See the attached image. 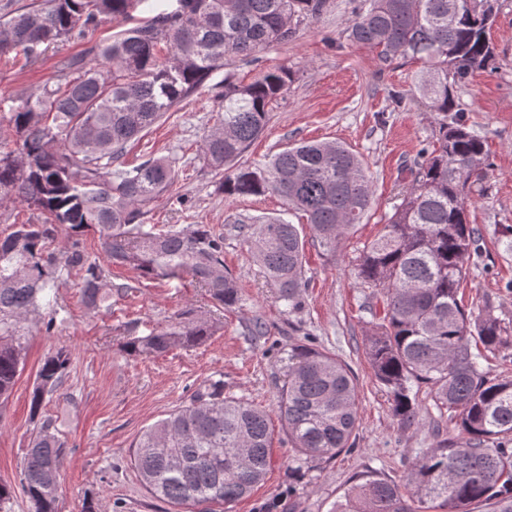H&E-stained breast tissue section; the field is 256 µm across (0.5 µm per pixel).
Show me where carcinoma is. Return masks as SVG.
<instances>
[{
    "mask_svg": "<svg viewBox=\"0 0 512 512\" xmlns=\"http://www.w3.org/2000/svg\"><path fill=\"white\" fill-rule=\"evenodd\" d=\"M327 0H163L156 14L91 47L79 75L8 110L19 142L0 150V201L39 212L38 224H11L0 236V400L7 399L24 364L26 324L42 308L58 257L50 240L59 226L99 233L104 261L74 244L63 267L82 273L84 302L112 305V268L143 279H183L205 289L226 309L240 301L224 266V237L203 224L163 233L138 223L142 209L174 180L172 162L158 158L132 173L115 164L126 144L194 93L230 57L248 58L296 38L300 24L318 18ZM136 0H43L0 23V54L21 48L29 58L106 18H127ZM499 0H373L347 28L348 39L387 64L421 63L420 91L434 112H456L439 124L437 146L423 151L403 203L359 258L361 282L385 297L384 315L368 338L375 378L391 397L400 428L416 423L413 388L429 389L437 410L456 418L458 435L440 439L413 462L404 485L368 477L336 512H512V379L490 376L475 343L489 352L508 344L506 327L458 300L468 262L479 250L469 222L472 188L488 166L484 141L454 108V90L495 60L487 37ZM293 82L290 69L268 71L249 83L224 78V120L204 137L207 165L226 197L283 198L286 214L305 218L311 240L327 253L369 212L374 185L364 161L337 141H302L262 165L239 159L264 132L273 105ZM248 232L251 253L279 288L287 307L300 306L305 239L283 216L235 221ZM213 324L186 317L125 345L152 356L204 343ZM70 354L47 356L32 391L33 428L22 486L34 512H59L58 482L65 443L60 420L40 415L68 377ZM287 380L279 413L302 465L332 458L356 444L355 377L330 352L295 342L288 347ZM154 497L175 505H229L250 495L269 466L265 410L224 396V382L206 380L189 403L149 427L130 451Z\"/></svg>",
    "mask_w": 512,
    "mask_h": 512,
    "instance_id": "cac0c4a2",
    "label": "carcinoma"
}]
</instances>
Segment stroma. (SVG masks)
<instances>
[{"instance_id":"1","label":"stroma","mask_w":512,"mask_h":512,"mask_svg":"<svg viewBox=\"0 0 512 512\" xmlns=\"http://www.w3.org/2000/svg\"><path fill=\"white\" fill-rule=\"evenodd\" d=\"M369 3L329 0L323 14L303 24L294 41L246 59H230L127 144L125 168L164 157L176 171L169 191L145 208L142 223L162 229L203 224L223 235L224 264L237 279L241 301L225 310L190 281L143 280L119 268L117 278L134 284V291L113 294L111 308H91L82 299L80 274L60 271L47 291L56 304L30 322L25 365L8 400L0 404V483L12 488L6 512H32L21 483L32 429L30 395L45 356L60 348L71 355L69 375L60 395L43 407L44 415L64 419L60 512H81L89 494L95 497L97 512H184L146 491L129 451L148 427L188 403L210 378L223 380L225 395L252 402L271 418L265 480L228 512H335L337 502L363 476L373 472L402 482L419 451L456 435L454 418L439 415L423 394L417 398V425L400 429L389 394L366 355L382 302L357 277L359 255L402 203L415 160L421 149L432 146L445 119L429 110L417 90L419 62L401 60L385 68L375 54L348 40L346 28L355 10ZM125 27L119 19L102 22L33 61L19 53L0 55V107L57 85L64 60L84 55ZM490 39L494 66L471 73L457 92L470 129L484 139L489 154L487 175L470 207L471 221L480 230L481 254L473 258L460 296L467 307L488 308L512 334V244L502 235L505 226H512V0H503ZM281 66L293 70L295 80L242 163H265L291 143L334 140L363 159L374 182L367 219L335 253L307 245L308 286L294 311L279 301L275 284L253 258L244 235L230 228L237 216L283 213V200L275 195L225 197L202 151L205 135L224 118L225 75L248 82ZM187 312L214 323L212 336L203 344L159 356L123 351L124 343ZM257 319L265 324V335L250 334ZM298 340L337 355L351 367L357 379L358 420L355 448L310 463L301 478L292 480L288 468L295 452L278 418V395L288 346Z\"/></svg>"}]
</instances>
